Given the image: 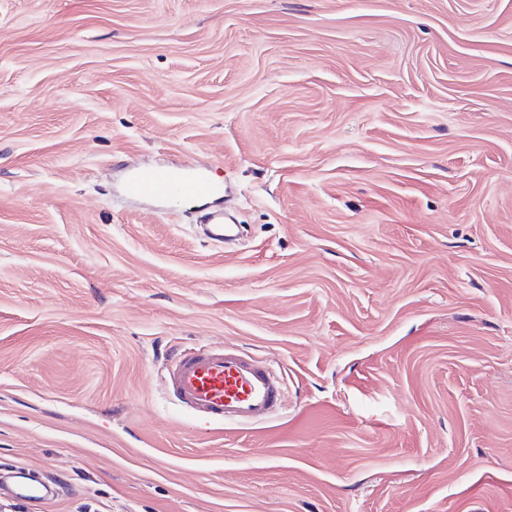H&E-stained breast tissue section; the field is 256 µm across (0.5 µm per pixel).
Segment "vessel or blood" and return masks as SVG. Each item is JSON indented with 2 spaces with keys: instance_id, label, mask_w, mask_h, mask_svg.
Instances as JSON below:
<instances>
[{
  "instance_id": "1",
  "label": "vessel or blood",
  "mask_w": 512,
  "mask_h": 512,
  "mask_svg": "<svg viewBox=\"0 0 512 512\" xmlns=\"http://www.w3.org/2000/svg\"><path fill=\"white\" fill-rule=\"evenodd\" d=\"M126 192L185 210L219 199L224 185L204 171L159 170L132 174ZM169 387L201 424H248L273 416L281 402L277 377L266 363L231 347L180 354L166 369Z\"/></svg>"
}]
</instances>
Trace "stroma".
I'll use <instances>...</instances> for the list:
<instances>
[{"label":"stroma","instance_id":"1","mask_svg":"<svg viewBox=\"0 0 512 512\" xmlns=\"http://www.w3.org/2000/svg\"><path fill=\"white\" fill-rule=\"evenodd\" d=\"M199 168L227 249L124 193ZM270 362L199 429L186 349ZM0 512H512V0H0ZM166 378L204 426L267 419L282 397L280 383L264 361L226 346L181 353L166 368ZM17 478L16 493L14 494L16 498L26 502L42 501L47 499L48 490L40 485L31 483L23 471L18 473Z\"/></svg>","mask_w":512,"mask_h":512}]
</instances>
